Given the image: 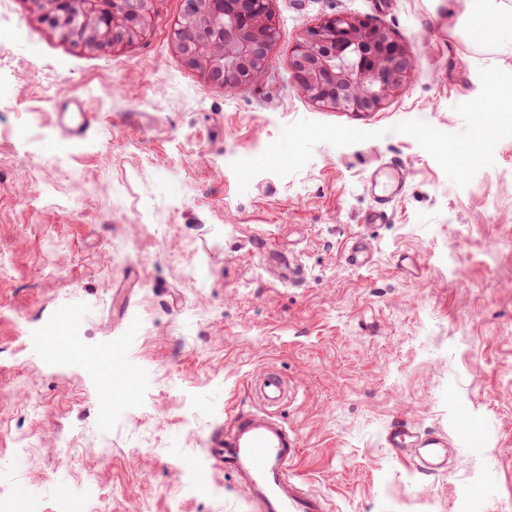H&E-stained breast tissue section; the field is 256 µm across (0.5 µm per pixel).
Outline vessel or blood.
Instances as JSON below:
<instances>
[{"label": "vessel or blood", "mask_w": 512, "mask_h": 512, "mask_svg": "<svg viewBox=\"0 0 512 512\" xmlns=\"http://www.w3.org/2000/svg\"><path fill=\"white\" fill-rule=\"evenodd\" d=\"M57 124L64 138L83 139L97 118L80 100L59 107ZM408 172L398 159L374 168L365 182L370 206L365 214L369 224L386 223L389 212L405 193ZM371 244L363 237L353 238L346 254L347 263L357 269L367 266ZM264 407L235 410L229 430L211 434L205 440L214 466L242 473L255 491L257 512H329L328 501L307 489L297 479L292 465L301 452L295 433L288 429L276 409L290 395L286 380L268 370L255 383ZM384 447L407 459L414 470L433 476L448 468L447 434L421 431L403 420L391 422L384 435Z\"/></svg>", "instance_id": "vessel-or-blood-1"}]
</instances>
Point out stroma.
Wrapping results in <instances>:
<instances>
[{
  "label": "stroma",
  "mask_w": 512,
  "mask_h": 512,
  "mask_svg": "<svg viewBox=\"0 0 512 512\" xmlns=\"http://www.w3.org/2000/svg\"><path fill=\"white\" fill-rule=\"evenodd\" d=\"M134 43L80 52L0 0V501L10 512H254L203 441L228 410L257 409L272 369L292 470L334 512H512V137L458 188L393 125L455 133L479 71L512 72V44L439 27L438 0H273L266 74L234 93L172 40L183 0H154ZM337 14L392 30L419 62L373 114L319 107L288 73L299 34ZM100 119L61 138L58 106ZM300 119L369 132L316 145L286 177L239 192L254 158ZM411 173L385 224L364 221L370 169ZM374 249L344 258L349 237ZM296 259L298 282L273 253ZM419 256L421 277L398 269ZM402 419L458 451L423 477L383 448ZM371 244L368 240L361 236L353 238L347 250V263L357 269L367 266L371 254Z\"/></svg>",
  "instance_id": "1"
}]
</instances>
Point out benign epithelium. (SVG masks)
Segmentation results:
<instances>
[{
  "instance_id": "1",
  "label": "benign epithelium",
  "mask_w": 512,
  "mask_h": 512,
  "mask_svg": "<svg viewBox=\"0 0 512 512\" xmlns=\"http://www.w3.org/2000/svg\"><path fill=\"white\" fill-rule=\"evenodd\" d=\"M36 21L76 48L104 51L130 44L148 25L153 0H86L70 17L69 0H28ZM271 0H185L173 30L185 63L207 82L241 89L268 69L277 38ZM416 56L369 18L331 15L300 34L289 61L293 87L319 107L369 114L402 92Z\"/></svg>"
}]
</instances>
